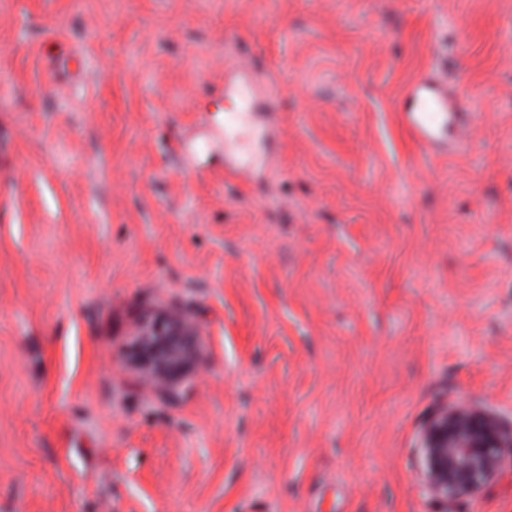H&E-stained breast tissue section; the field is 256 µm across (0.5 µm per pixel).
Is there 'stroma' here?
<instances>
[{
	"label": "stroma",
	"instance_id": "1",
	"mask_svg": "<svg viewBox=\"0 0 512 512\" xmlns=\"http://www.w3.org/2000/svg\"><path fill=\"white\" fill-rule=\"evenodd\" d=\"M442 399L512 426V0H0V512H435ZM416 97L412 112H419V117L412 120L413 134L422 148L434 144L435 130L439 127H455L457 134L464 129L472 112L465 102L456 100L448 104V92H443L430 78L417 79L409 87L408 97ZM130 366L153 390L171 400L183 379L203 365L200 329L195 318L178 310L160 311L134 329Z\"/></svg>",
	"mask_w": 512,
	"mask_h": 512
}]
</instances>
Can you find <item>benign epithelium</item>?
<instances>
[{
  "label": "benign epithelium",
  "instance_id": "7a95c632",
  "mask_svg": "<svg viewBox=\"0 0 512 512\" xmlns=\"http://www.w3.org/2000/svg\"><path fill=\"white\" fill-rule=\"evenodd\" d=\"M130 366L153 390L173 400L183 379L203 365L195 318L178 310L161 311L134 329ZM423 482L437 503L463 505L512 458V429L473 408L438 406L422 433Z\"/></svg>",
  "mask_w": 512,
  "mask_h": 512
}]
</instances>
